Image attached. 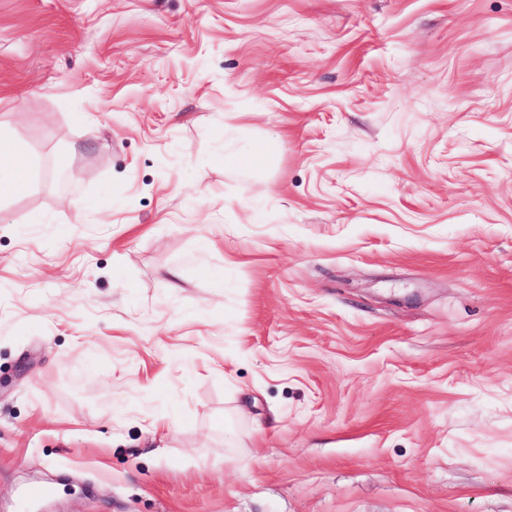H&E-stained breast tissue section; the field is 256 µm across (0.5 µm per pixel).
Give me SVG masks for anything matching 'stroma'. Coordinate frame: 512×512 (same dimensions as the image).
Wrapping results in <instances>:
<instances>
[{
	"mask_svg": "<svg viewBox=\"0 0 512 512\" xmlns=\"http://www.w3.org/2000/svg\"><path fill=\"white\" fill-rule=\"evenodd\" d=\"M0 125V512H512V0H0ZM0 193L15 188L26 167V159L6 128L0 126Z\"/></svg>",
	"mask_w": 512,
	"mask_h": 512,
	"instance_id": "obj_1",
	"label": "stroma"
}]
</instances>
